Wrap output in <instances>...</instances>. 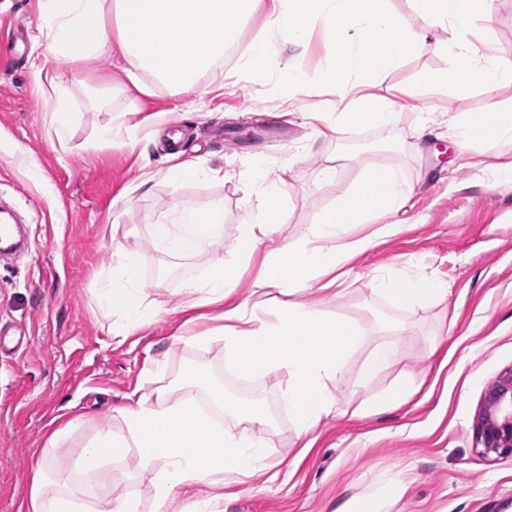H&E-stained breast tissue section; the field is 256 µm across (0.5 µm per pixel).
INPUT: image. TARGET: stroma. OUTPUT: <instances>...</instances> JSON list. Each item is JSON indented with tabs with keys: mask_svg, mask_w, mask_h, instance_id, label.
<instances>
[{
	"mask_svg": "<svg viewBox=\"0 0 512 512\" xmlns=\"http://www.w3.org/2000/svg\"><path fill=\"white\" fill-rule=\"evenodd\" d=\"M13 20L25 30V53L15 62L0 56V200L20 215L30 249L0 264V321L18 324L26 339L17 353L0 357V512H25L33 470L58 421L83 417L58 451L63 469L98 430L119 426L114 410L126 395L159 386L186 393L184 374L193 367L206 368L223 388L225 429L238 428L233 410L242 392L264 399L271 417L266 460L290 463L274 480L225 500L224 512H353L375 492L382 495L381 512H512V456L483 455L473 437L484 387L512 367V183L439 150L448 141L449 114L477 112L486 103L479 89L426 81L427 73L453 63L446 32L361 86V93L395 99L396 124L352 126L336 138L325 133L336 119V96L321 85L328 58L320 26L309 28L306 52L293 58L282 31L258 13L241 27L217 72L200 78L205 107L195 95L154 81L147 95L110 93L111 109L104 112L91 95L115 77L111 59L70 64L48 46H35L37 0H0V37ZM261 39L270 49L268 72L255 82L239 64ZM471 40L479 51L512 55V0H495L492 21L473 22ZM36 61L62 75L75 114L66 143L54 133L52 100L35 88ZM290 61L310 83L293 96L285 87ZM120 113L151 126L150 138L98 140V127ZM170 127L181 134L185 156L210 177H166L160 137ZM257 161L280 188L283 243L352 192L365 168L399 170L412 190L400 211L383 218L397 232L347 258L345 291L326 305L370 325L369 348L392 351L393 363L367 378L366 350L353 356L336 408L309 448L274 381L237 376L225 368L219 346L172 340L184 319L180 307L190 299L186 283L204 273L213 254L228 263L238 259L237 226L260 193L252 177ZM328 165L336 168L331 181L321 176ZM148 171L156 175L151 191H135ZM214 200L224 203V239L212 251L180 257L156 247L152 226L163 212ZM112 223L138 254L145 292L168 304L122 343L112 337L113 316L97 300L100 282L118 265L107 230ZM379 267L434 279L447 286L448 297L397 308L371 290ZM400 374L424 383L402 403L360 415V403Z\"/></svg>",
	"mask_w": 512,
	"mask_h": 512,
	"instance_id": "35a3bbf8",
	"label": "stroma"
}]
</instances>
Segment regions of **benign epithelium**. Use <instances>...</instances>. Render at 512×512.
<instances>
[{
    "mask_svg": "<svg viewBox=\"0 0 512 512\" xmlns=\"http://www.w3.org/2000/svg\"><path fill=\"white\" fill-rule=\"evenodd\" d=\"M474 439L486 455L512 456V369L488 384L475 416Z\"/></svg>",
    "mask_w": 512,
    "mask_h": 512,
    "instance_id": "benign-epithelium-1",
    "label": "benign epithelium"
}]
</instances>
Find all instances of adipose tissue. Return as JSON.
<instances>
[{"instance_id": "adipose-tissue-1", "label": "adipose tissue", "mask_w": 512, "mask_h": 512, "mask_svg": "<svg viewBox=\"0 0 512 512\" xmlns=\"http://www.w3.org/2000/svg\"><path fill=\"white\" fill-rule=\"evenodd\" d=\"M285 34L289 47L302 52L310 25H321L331 58L323 74L345 107L330 131L341 135L347 127L370 123L395 124V103L387 97L353 96L357 79L376 78L415 54L436 30L448 33L454 63L448 70L428 74L429 82L452 87H476L486 96L480 112H464L448 119V136L458 155L479 146L512 142V109L497 99L499 88L512 82V61L501 53H479L471 45L473 19L490 20L482 0H416L408 17L389 12L385 0H39L43 23L56 50L70 63L116 56L119 74L135 87L143 75L179 92L197 91L200 76L223 60L237 39L240 23L251 20L260 6ZM378 35L376 51L368 39ZM38 85L54 98L55 134L69 135L71 114L59 76L35 66ZM262 185L258 204L238 227V260L211 259L199 279L189 281L192 307H213L216 326L178 335V342L199 348L221 345L224 363L251 378L272 377L281 400L288 404L296 428L308 435L335 406V390L346 381V367L370 332L358 320L325 314L320 306L295 301L310 287L330 298L342 294L341 267L347 257L365 252L378 239L396 233L383 224L374 234L352 240L353 225L400 210L407 189L399 171L388 169L383 191L370 195L357 189L304 228L296 239L274 244L278 224L285 220L280 195L267 172H258ZM153 238L163 251L195 254L224 238V204L217 201L187 213L172 207L153 226ZM272 242L260 284L283 294L277 304L251 298L234 299L240 268L249 264L259 241ZM123 264L102 282L101 305L119 318L114 335L125 341L143 320L165 312V303L148 298L139 282L134 250L119 246ZM372 291L401 308L431 304L448 290L440 283L389 270L375 271ZM118 428L96 432L74 457L67 470L56 465L55 449H45L38 474L29 489L30 512H172L187 500L191 512H222L224 479L250 488L270 469L265 461L261 429L268 423L263 401H247L238 412L243 424L231 432L201 412L194 397H173L167 387L141 395L129 394L117 407ZM136 452L137 466L150 475L151 508L143 510L133 495L101 498L102 476L112 465Z\"/></svg>"}]
</instances>
